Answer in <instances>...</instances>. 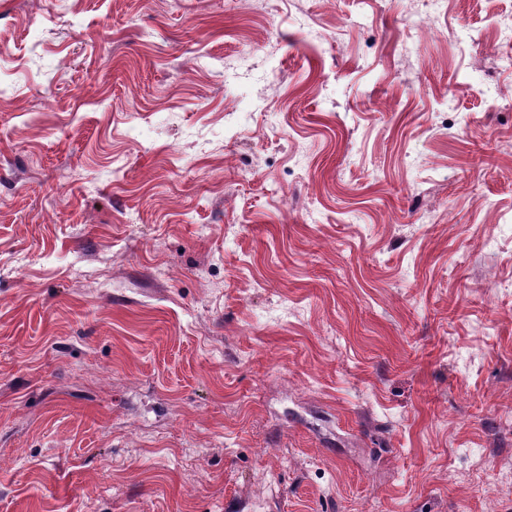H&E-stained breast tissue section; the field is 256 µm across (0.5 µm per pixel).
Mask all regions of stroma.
<instances>
[{
	"mask_svg": "<svg viewBox=\"0 0 512 512\" xmlns=\"http://www.w3.org/2000/svg\"><path fill=\"white\" fill-rule=\"evenodd\" d=\"M511 14L0 0V512H512Z\"/></svg>",
	"mask_w": 512,
	"mask_h": 512,
	"instance_id": "obj_1",
	"label": "stroma"
}]
</instances>
